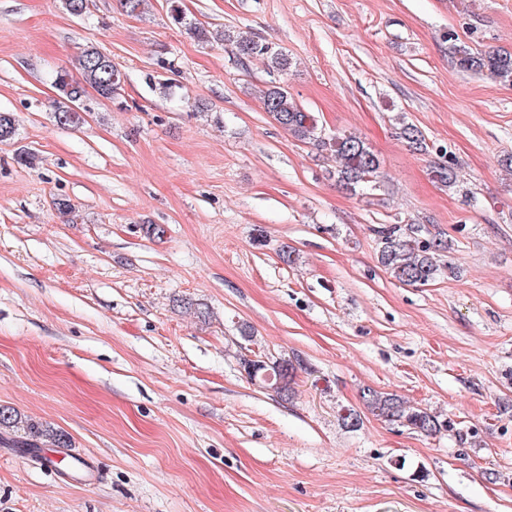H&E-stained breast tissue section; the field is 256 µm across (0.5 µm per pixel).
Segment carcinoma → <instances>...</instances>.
I'll return each instance as SVG.
<instances>
[{
  "label": "carcinoma",
  "mask_w": 512,
  "mask_h": 512,
  "mask_svg": "<svg viewBox=\"0 0 512 512\" xmlns=\"http://www.w3.org/2000/svg\"><path fill=\"white\" fill-rule=\"evenodd\" d=\"M171 18L185 27L196 39L206 42L209 31L197 22H188L183 15L178 0H169ZM224 41L235 51L240 61L244 62L256 57L266 61L268 68L283 72L288 70L291 61L282 49L254 39L244 31H224ZM457 65L466 71L481 73L484 71L504 83H512V52H475L466 46L455 47ZM78 71L82 82L97 85L101 88V96L112 99L121 81V73L112 63V58L99 48L89 46L78 57ZM80 82V83H82ZM69 79L68 75L58 73L54 79L57 98L52 102V110L57 125L61 127L76 126L83 121L80 113L71 110L70 88L80 86ZM262 103L265 111L296 140L312 144L318 148L330 150L336 155V170L333 176L339 187L357 192L360 189L373 187L379 174V160L369 147L359 138L327 137L319 129L314 116L299 106L288 90L280 85H271L262 91ZM398 137L403 139L410 148L418 152L427 151L425 136L416 126L403 124L398 128ZM431 174L435 182L452 190L457 187V175L448 161L436 162L431 166ZM428 229L423 224H390L378 230L379 263L399 283L409 286L426 285L442 272L437 256L452 249V242L434 235L423 238ZM243 370L248 378L262 386L273 390L280 396L292 394L296 369L287 360H267L264 365L252 371L246 367V359H241ZM363 405L373 415L390 423L426 435H433L448 422L425 409L406 405L399 396L380 392L367 387L362 391ZM22 431L26 437L21 447L27 448L34 456L46 465H53L48 457L41 455L42 441H47L55 448H69V436L60 431L43 428L22 419L15 410L0 407V440L3 435Z\"/></svg>",
  "instance_id": "1"
}]
</instances>
